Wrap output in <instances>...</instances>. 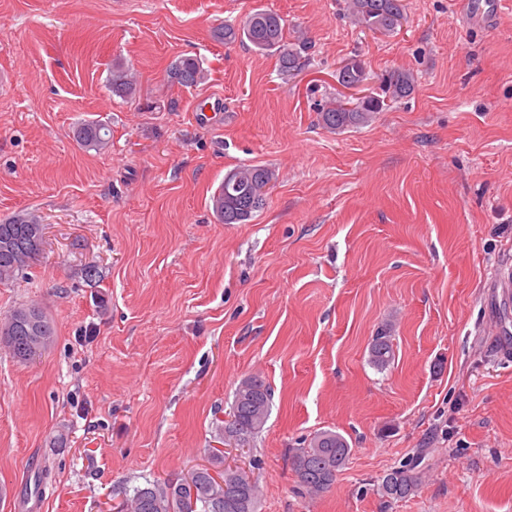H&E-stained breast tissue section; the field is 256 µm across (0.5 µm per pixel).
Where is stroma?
<instances>
[{"label":"stroma","mask_w":512,"mask_h":512,"mask_svg":"<svg viewBox=\"0 0 512 512\" xmlns=\"http://www.w3.org/2000/svg\"><path fill=\"white\" fill-rule=\"evenodd\" d=\"M451 2L405 0L383 35L348 0H0V219L46 224L0 316L36 303L54 329L27 361L0 342V512H110L184 479L250 375L271 415L224 461L253 469L258 512H512V0L484 18ZM258 7L310 41L301 70L216 38ZM180 55L206 81L170 84ZM353 57L369 95L395 69L416 88L333 132L318 112ZM119 59L136 100L107 86ZM88 120L106 150L75 141ZM243 164L277 180L249 223H221L210 197ZM320 430L352 452L313 497L290 455ZM412 459L418 492L385 501ZM393 336L387 327H381L369 346V363L377 370L386 369L394 360Z\"/></svg>","instance_id":"1"}]
</instances>
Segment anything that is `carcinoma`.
Here are the masks:
<instances>
[{
	"instance_id": "carcinoma-1",
	"label": "carcinoma",
	"mask_w": 512,
	"mask_h": 512,
	"mask_svg": "<svg viewBox=\"0 0 512 512\" xmlns=\"http://www.w3.org/2000/svg\"><path fill=\"white\" fill-rule=\"evenodd\" d=\"M352 20L358 26L381 34L393 32L404 18L403 0H348ZM217 38L231 43H249L260 54L278 56L281 70L301 69V52L306 47L286 40L281 16L257 8L237 25L226 24L217 30ZM168 81L185 88L201 84L208 70L196 56H181L171 61ZM339 83L363 81L366 73L361 60L353 58L338 72ZM112 94L133 101L138 94L132 69L116 61L107 78ZM416 79L408 70H393L384 78L383 93L391 99L412 94ZM384 99L364 97L352 102L333 98L322 106V125L334 131L365 125L382 111ZM75 139L86 149L101 151L109 147L108 128L97 121L81 124ZM276 179L275 170L263 165H243L229 171L212 196V208L224 224H247L263 210ZM43 217L21 210L0 220V284L15 279L19 271L40 255L44 244ZM53 331L42 308L26 304L10 311L0 322V339L13 356L27 361L52 341ZM394 360L393 336L384 326L372 337L369 363L378 370L386 369ZM272 390L261 378L250 376L240 381L234 391L228 419L218 430L239 441V447L251 448L263 431L272 408ZM351 448L347 439L333 431L323 430L304 439L292 449V464L298 480L310 495H318L333 484L336 473L348 461ZM416 465L405 462L391 469L378 485V492L388 501L405 499L419 489ZM259 486L252 472L242 468H224V454L212 455L210 466L195 470L190 479L153 480L132 490H124L116 512H257Z\"/></svg>"
}]
</instances>
